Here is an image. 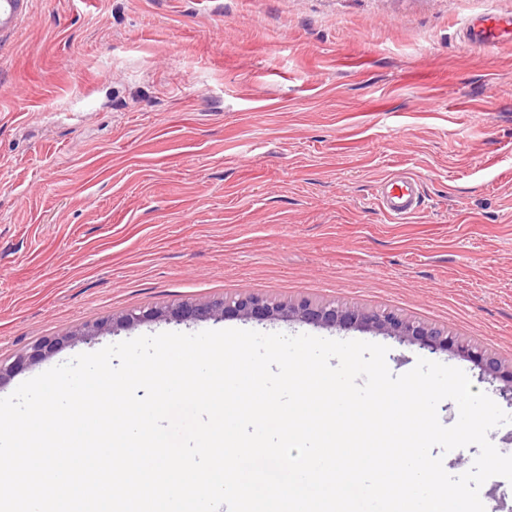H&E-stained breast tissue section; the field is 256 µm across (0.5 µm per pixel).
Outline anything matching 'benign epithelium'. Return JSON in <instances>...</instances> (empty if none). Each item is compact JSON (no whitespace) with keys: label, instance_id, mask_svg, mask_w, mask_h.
Wrapping results in <instances>:
<instances>
[{"label":"benign epithelium","instance_id":"benign-epithelium-1","mask_svg":"<svg viewBox=\"0 0 512 512\" xmlns=\"http://www.w3.org/2000/svg\"><path fill=\"white\" fill-rule=\"evenodd\" d=\"M183 321L249 319L257 322L286 318L309 325L376 332L401 342L415 344L431 353L450 351L473 362L481 371L503 381L512 389V364L505 365L482 348L463 341L448 330L405 318L391 311H367L334 303L313 304L309 301L276 302L260 296L224 298L208 302L184 301L165 308L132 309L119 319L123 326H134L160 319ZM107 323L86 324L68 336L43 339L10 362H0V380L42 360L73 339L100 336Z\"/></svg>","mask_w":512,"mask_h":512}]
</instances>
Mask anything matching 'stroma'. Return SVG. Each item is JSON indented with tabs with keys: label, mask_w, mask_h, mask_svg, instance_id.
<instances>
[{
	"label": "stroma",
	"mask_w": 512,
	"mask_h": 512,
	"mask_svg": "<svg viewBox=\"0 0 512 512\" xmlns=\"http://www.w3.org/2000/svg\"><path fill=\"white\" fill-rule=\"evenodd\" d=\"M512 0H21L0 26V360L140 307L255 295L393 310L512 363ZM416 175L422 210L378 206ZM76 339L0 397L141 335ZM465 30L469 42L489 48L496 47L506 35L512 34V17L483 16L469 21ZM378 200L381 209L390 216L409 218L423 206L420 180L408 173L390 175L379 186Z\"/></svg>",
	"instance_id": "obj_1"
}]
</instances>
